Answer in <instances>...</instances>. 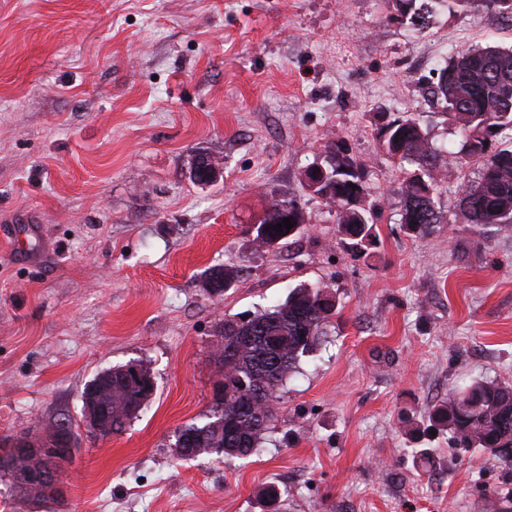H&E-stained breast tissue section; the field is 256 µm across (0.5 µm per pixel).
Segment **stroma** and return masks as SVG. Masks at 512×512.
Masks as SVG:
<instances>
[{
	"label": "stroma",
	"instance_id": "1",
	"mask_svg": "<svg viewBox=\"0 0 512 512\" xmlns=\"http://www.w3.org/2000/svg\"><path fill=\"white\" fill-rule=\"evenodd\" d=\"M389 0H0V439L79 424L97 373L143 361L153 395L126 429L82 433L65 495L33 506L0 475V512H512V468L455 448L426 413L476 379L512 384V223H463L479 178L432 94L456 52L512 48L492 11L437 9L421 33ZM415 115L442 149V219L407 230L411 163L383 149ZM343 140L377 213L352 249L307 167ZM207 151L224 168L196 183ZM293 199L271 248L253 227ZM234 269L220 297L209 268ZM326 286L337 314L279 393L247 458L175 456L203 423L225 317ZM426 452L429 464L417 462ZM192 165V177L199 184L213 183L223 176L222 167L212 162L211 157L205 153H198ZM296 203L293 200H278V201H272L269 205V208L267 210V214L265 219L263 220L261 226H264L265 235L261 237V235H257L255 237V241L258 243L259 247H262L264 242H267V239L269 238H275L279 239L280 243L284 240H287L288 238L294 236L295 234H289L288 230L285 228V224H282V232L280 234H277L276 226L278 225V217L281 215V209L285 208L286 206L294 207ZM279 243V244H280Z\"/></svg>",
	"mask_w": 512,
	"mask_h": 512
}]
</instances>
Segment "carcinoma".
<instances>
[{
    "instance_id": "obj_1",
    "label": "carcinoma",
    "mask_w": 512,
    "mask_h": 512,
    "mask_svg": "<svg viewBox=\"0 0 512 512\" xmlns=\"http://www.w3.org/2000/svg\"><path fill=\"white\" fill-rule=\"evenodd\" d=\"M475 0H401L395 5L397 20L417 32L430 25L432 4L452 11L473 6ZM486 7L503 20L512 23V0H486ZM434 96L454 112L466 138V157L482 161L479 181L464 186L460 206L467 224L486 227L512 222V146L497 149L484 158V142L512 131V51L487 46L458 53L440 72ZM384 143L400 159H407L417 168L402 181L400 194L404 201L402 222L419 235L427 234L440 223L434 198L422 193V185L437 188L440 155L429 142L427 131L413 117H399L384 131ZM336 157L328 156L327 179L333 191L322 196L334 207L338 231L359 250L376 244L375 213L363 205H349L348 198L365 192L358 175L343 171L354 166L339 141L329 145ZM292 200L270 203L262 222L265 235H256L263 244L269 238L284 241L290 238L287 229L277 232L281 209L292 207ZM234 279L233 272L213 267L205 283L226 286ZM324 287L299 286L286 300L264 311L251 314L246 323L224 321V347L215 356L218 369L224 371V393L214 395L211 413L202 424L182 427L176 440L191 433L202 436L194 447L204 453L227 457H247L257 453L265 434L277 421V392L296 372L300 358L311 352L324 334V327L335 315L334 306L324 300ZM234 346L237 359L224 364V348ZM92 382L96 405L106 410L107 419L98 432L100 436L124 430L142 409L141 389L123 381L119 374L107 379L98 373ZM265 390L256 413L249 416L239 410L255 402L254 392ZM267 419L257 425V415ZM429 422L451 432L452 445L458 448H485L505 463L512 465V385L495 381L475 380L456 390L448 401L433 406L427 413ZM39 462L29 455H17L16 472L34 471Z\"/></svg>"
}]
</instances>
